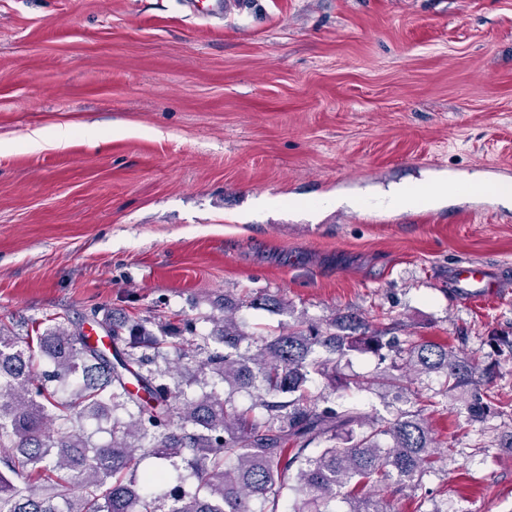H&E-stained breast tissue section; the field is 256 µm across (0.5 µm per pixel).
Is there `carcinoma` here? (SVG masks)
<instances>
[{"label":"carcinoma","instance_id":"cac0c4a2","mask_svg":"<svg viewBox=\"0 0 512 512\" xmlns=\"http://www.w3.org/2000/svg\"><path fill=\"white\" fill-rule=\"evenodd\" d=\"M241 308L225 302L203 317L210 328L179 330L93 309L101 346L66 313L31 338L0 325V512H334L342 489L347 512H388L391 477L402 492L427 474L430 428L418 412L323 406L310 375L361 390L368 377L338 361L369 351L402 371L390 385L409 402H430L410 376L440 378L437 394L454 392L472 421L494 398L445 345H402L354 320L256 337ZM191 366L199 394L183 381ZM239 390L252 396L246 407Z\"/></svg>","mask_w":512,"mask_h":512}]
</instances>
